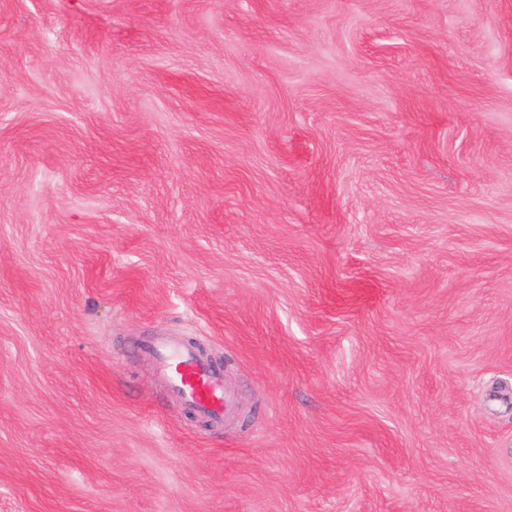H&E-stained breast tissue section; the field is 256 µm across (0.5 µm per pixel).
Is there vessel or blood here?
<instances>
[{
  "label": "vessel or blood",
  "mask_w": 512,
  "mask_h": 512,
  "mask_svg": "<svg viewBox=\"0 0 512 512\" xmlns=\"http://www.w3.org/2000/svg\"><path fill=\"white\" fill-rule=\"evenodd\" d=\"M149 351L169 389L188 407L208 419L224 417L230 402L224 387V374L202 358L192 344L168 337L150 345Z\"/></svg>",
  "instance_id": "vessel-or-blood-1"
}]
</instances>
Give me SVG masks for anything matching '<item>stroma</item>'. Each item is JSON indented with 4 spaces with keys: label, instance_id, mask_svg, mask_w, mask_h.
<instances>
[{
    "label": "stroma",
    "instance_id": "stroma-1",
    "mask_svg": "<svg viewBox=\"0 0 512 512\" xmlns=\"http://www.w3.org/2000/svg\"><path fill=\"white\" fill-rule=\"evenodd\" d=\"M0 512H512V0H0ZM169 389L204 418L222 419L230 397L224 388V374L202 358L194 346L180 338L157 340L148 347Z\"/></svg>",
    "mask_w": 512,
    "mask_h": 512
}]
</instances>
